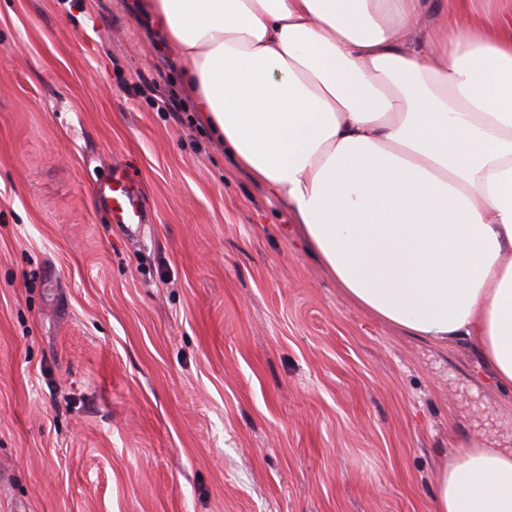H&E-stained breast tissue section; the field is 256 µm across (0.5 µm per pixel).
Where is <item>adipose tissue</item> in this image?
<instances>
[{"instance_id":"1","label":"adipose tissue","mask_w":512,"mask_h":512,"mask_svg":"<svg viewBox=\"0 0 512 512\" xmlns=\"http://www.w3.org/2000/svg\"><path fill=\"white\" fill-rule=\"evenodd\" d=\"M144 4L344 294L512 389V0ZM434 484V512H512V453L470 441Z\"/></svg>"}]
</instances>
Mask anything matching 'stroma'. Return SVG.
<instances>
[{"mask_svg":"<svg viewBox=\"0 0 512 512\" xmlns=\"http://www.w3.org/2000/svg\"><path fill=\"white\" fill-rule=\"evenodd\" d=\"M182 70L139 0H0V512H433L512 392L355 306ZM93 190L100 203L111 210L114 224H123L134 235L149 224L141 187L125 170L112 168L108 181L96 183Z\"/></svg>","mask_w":512,"mask_h":512,"instance_id":"35a3bbf8","label":"stroma"}]
</instances>
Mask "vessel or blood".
<instances>
[{
  "label": "vessel or blood",
  "mask_w": 512,
  "mask_h": 512,
  "mask_svg": "<svg viewBox=\"0 0 512 512\" xmlns=\"http://www.w3.org/2000/svg\"><path fill=\"white\" fill-rule=\"evenodd\" d=\"M93 190L100 203L111 210L115 222L131 233H139L148 223L142 190L125 170L113 169L109 180L95 184Z\"/></svg>",
  "instance_id": "vessel-or-blood-1"
}]
</instances>
